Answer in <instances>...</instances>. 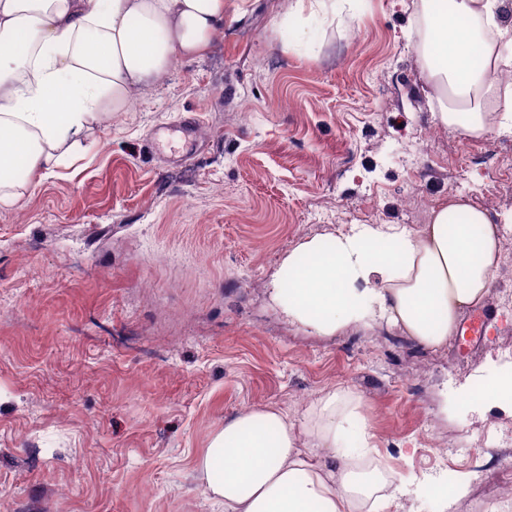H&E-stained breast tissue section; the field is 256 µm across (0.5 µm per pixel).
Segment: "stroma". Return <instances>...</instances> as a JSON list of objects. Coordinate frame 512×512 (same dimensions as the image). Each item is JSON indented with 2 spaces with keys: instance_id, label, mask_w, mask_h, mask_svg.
Here are the masks:
<instances>
[{
  "instance_id": "35a3bbf8",
  "label": "stroma",
  "mask_w": 512,
  "mask_h": 512,
  "mask_svg": "<svg viewBox=\"0 0 512 512\" xmlns=\"http://www.w3.org/2000/svg\"><path fill=\"white\" fill-rule=\"evenodd\" d=\"M289 3L230 0L207 51L0 205V512H219L193 466L225 421L267 407L303 426L333 391L359 398L412 512H489L512 479V439L483 441L512 408L445 403L512 344L511 267L440 350L383 325L318 333L271 291L288 253L351 225L412 228L457 193L512 210L483 189L512 174V131L437 125L415 0L288 22ZM450 474L466 494L420 491Z\"/></svg>"
}]
</instances>
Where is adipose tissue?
<instances>
[{"label": "adipose tissue", "mask_w": 512, "mask_h": 512, "mask_svg": "<svg viewBox=\"0 0 512 512\" xmlns=\"http://www.w3.org/2000/svg\"><path fill=\"white\" fill-rule=\"evenodd\" d=\"M227 0H0V204H16L54 174L105 107L124 111L174 62L203 53L224 31ZM505 0H419L418 43L434 118L469 139L512 130V26ZM498 213L462 196L427 224H356L302 243L273 293L289 320L333 334L386 322L440 349L462 317L490 297L502 258ZM512 390V361L455 392L458 408L496 404ZM356 399H319L305 433L285 413L250 409L225 421L197 459L204 493L224 512H362L366 500H402L404 482L366 465L375 453L357 425Z\"/></svg>", "instance_id": "obj_1"}]
</instances>
